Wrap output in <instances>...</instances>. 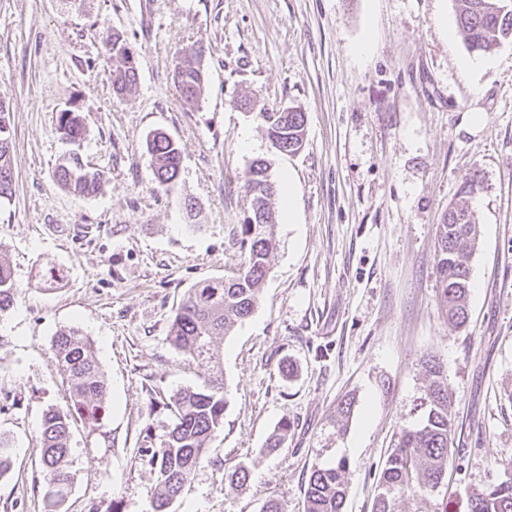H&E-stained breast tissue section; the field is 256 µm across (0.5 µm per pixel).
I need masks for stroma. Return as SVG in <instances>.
Listing matches in <instances>:
<instances>
[{"mask_svg":"<svg viewBox=\"0 0 512 512\" xmlns=\"http://www.w3.org/2000/svg\"><path fill=\"white\" fill-rule=\"evenodd\" d=\"M369 51L357 46L366 31ZM121 34L138 60L134 93L115 95L107 47ZM205 48L206 91L182 102L173 66ZM295 107L303 149L277 153L256 111ZM0 102L10 107L15 192L0 202V256L18 286L0 315V437L12 468L0 512H44L39 426L66 407L57 331L93 344L109 393L97 431L71 427V483L60 512H149L155 476L139 455L161 437V403L201 386L170 346L184 294L240 267L236 234L251 199L242 176L257 158L280 198L270 272L255 311L218 337L224 425L171 512H304L313 468L344 460L345 512H371L401 428L425 416L423 360L445 365L455 404L448 475L398 499L396 512H466L473 490L505 480L512 456V41L469 51L454 0H0ZM83 136L62 139L60 113ZM484 115L469 130L471 113ZM182 154L173 190L158 187L146 141ZM102 171L92 196L62 188L70 153ZM478 224L470 319L448 323L440 298L438 224L466 177ZM54 287L36 286L49 268ZM356 404L338 421L345 396ZM291 429L279 452L266 440ZM246 465V488L225 476Z\"/></svg>","mask_w":512,"mask_h":512,"instance_id":"35a3bbf8","label":"stroma"}]
</instances>
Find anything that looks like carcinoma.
<instances>
[{
  "mask_svg": "<svg viewBox=\"0 0 512 512\" xmlns=\"http://www.w3.org/2000/svg\"><path fill=\"white\" fill-rule=\"evenodd\" d=\"M456 20L468 48L488 52L506 40L512 41V0H455ZM108 52L115 62L112 89L128 95L137 86L138 68L134 52L126 40L115 35ZM203 49L191 46L187 61L175 67V82L183 102L191 107L200 103L205 92L200 67ZM272 147L282 153H297L306 132L305 114L294 107L257 112ZM58 130L74 143L81 139L79 117L63 112ZM13 134L10 110L0 102V200L11 199L14 173L11 164ZM155 163L158 184L170 188L180 170L181 152L164 133L147 143ZM269 163L254 160L243 175V186L252 196L251 211L240 224L242 262L238 273L229 279L196 283L177 309L167 340L186 353L205 374L220 366L219 336L228 335L257 307L261 286L277 248L276 215L271 198L275 185ZM58 183L65 189L92 195L99 189L103 174L84 168L78 159L58 167ZM436 270L441 298L448 311V322L462 326L468 319L471 288V260L478 244L477 224L470 208L460 202L448 207L436 232ZM17 285L11 267L0 257V313L15 300ZM53 351L65 376L71 404L66 409L49 408L40 424V461L50 491L45 494V512H58L70 486L69 448L71 424L81 420L93 430L103 420L109 405L104 373L94 357L90 341L75 328L55 334ZM426 378L427 413L423 422L399 432L397 444L388 455L378 483L372 512H395L396 500L417 491L433 490L448 471L452 434L451 405L445 367L433 356L423 362ZM173 418L163 439L141 449L142 461L155 475L156 494L151 512H169L196 467L204 459L209 442L224 424L223 381L208 379L203 388L181 390L170 396ZM346 463L313 469L304 486V512H343L347 496ZM468 512H512V480L490 485L469 498Z\"/></svg>",
  "mask_w": 512,
  "mask_h": 512,
  "instance_id": "carcinoma-1",
  "label": "carcinoma"
}]
</instances>
